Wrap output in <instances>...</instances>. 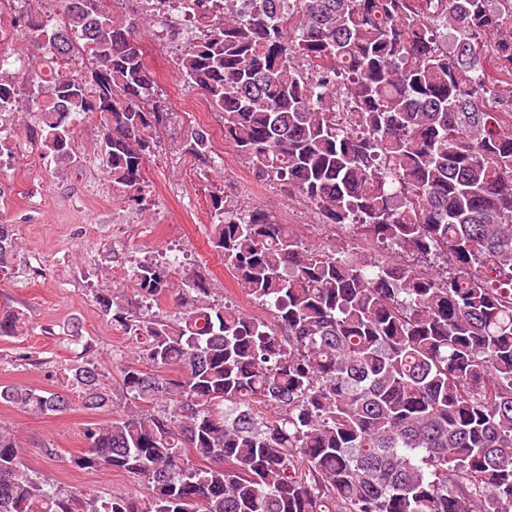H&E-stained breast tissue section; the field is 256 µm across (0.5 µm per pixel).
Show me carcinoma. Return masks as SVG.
<instances>
[{
	"instance_id": "1",
	"label": "carcinoma",
	"mask_w": 512,
	"mask_h": 512,
	"mask_svg": "<svg viewBox=\"0 0 512 512\" xmlns=\"http://www.w3.org/2000/svg\"><path fill=\"white\" fill-rule=\"evenodd\" d=\"M63 23L28 16L24 70L0 63V116L26 75L30 110L0 136L77 162L96 118L112 188L142 199V171L172 113L137 26L107 0H64ZM200 35L177 58L187 87L224 113V141L260 182L286 187L377 257L309 247L269 211L210 194L209 242L273 323L210 301L144 260L142 302L188 293L177 322L140 320L121 288L95 300L141 340L121 368L122 413L86 428L73 467L120 471L148 495L46 487L0 424V512H512V0H177ZM87 65L59 71L76 47ZM183 153L214 167L210 134ZM18 241L0 224V271ZM28 319L0 312V338ZM66 391L1 384L31 415L108 411L94 364ZM202 462L189 466L187 454Z\"/></svg>"
}]
</instances>
